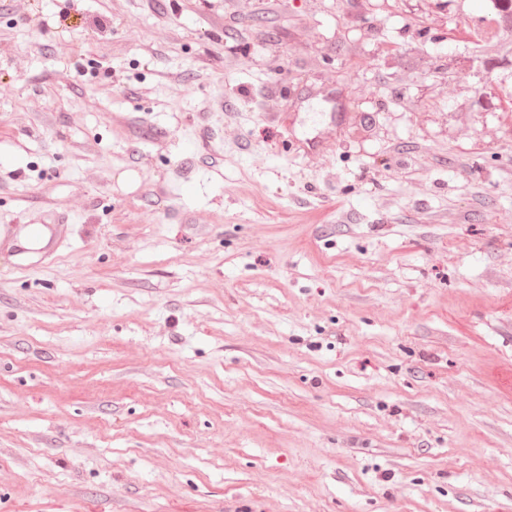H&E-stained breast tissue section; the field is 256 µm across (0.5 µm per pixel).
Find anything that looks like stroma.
I'll use <instances>...</instances> for the list:
<instances>
[{"label":"stroma","mask_w":512,"mask_h":512,"mask_svg":"<svg viewBox=\"0 0 512 512\" xmlns=\"http://www.w3.org/2000/svg\"><path fill=\"white\" fill-rule=\"evenodd\" d=\"M456 25L0 0V225L70 227L0 251V512H512V58ZM67 224H8L0 226V249H7L20 261L30 255H53L66 240Z\"/></svg>","instance_id":"stroma-1"}]
</instances>
